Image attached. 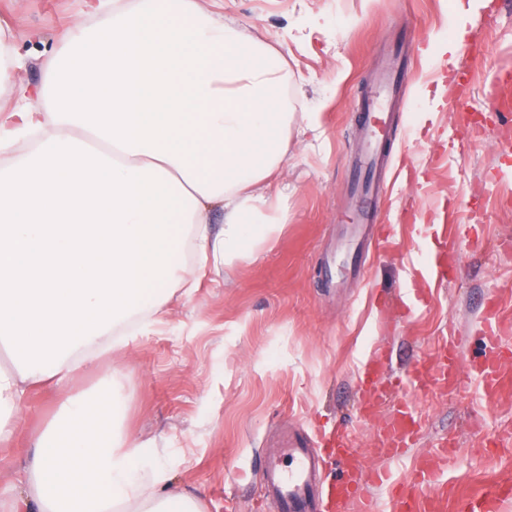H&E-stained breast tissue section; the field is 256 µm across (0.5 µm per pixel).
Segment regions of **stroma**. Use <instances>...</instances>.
<instances>
[{
	"instance_id": "obj_1",
	"label": "stroma",
	"mask_w": 512,
	"mask_h": 512,
	"mask_svg": "<svg viewBox=\"0 0 512 512\" xmlns=\"http://www.w3.org/2000/svg\"><path fill=\"white\" fill-rule=\"evenodd\" d=\"M245 39L275 45L288 66L295 111L318 115L316 130L291 132L283 164L287 218L254 251L208 268L199 287L176 295L142 336L115 348L104 338L97 356L61 384L29 387L21 423L0 447V501L27 512L19 490L34 439L69 398L115 387L124 400L122 429L142 452L139 476L164 468L197 497L203 512H274L260 480L264 462L284 440L313 437L326 421H343L357 448L363 493L391 512L385 490L369 480L389 471L400 484L412 460L441 442L456 448L438 491L445 512L491 478H512V450L486 454V437L512 436V390L486 398L469 368L482 346L480 308L495 295L512 318V164L497 146L496 113L487 95L512 71V0L496 13L468 0H200ZM83 0H0L16 34L23 77L43 78L42 61L61 29L79 20ZM458 11L485 55L447 51L448 15ZM421 45L392 135L386 232L364 276L325 285L326 262L350 219L347 164L356 150L358 103L372 72L407 33ZM470 80L469 109L481 133L457 118L452 75ZM453 248L455 276L424 306L402 311L419 283L413 268L428 253ZM459 349L454 383L409 392L421 427L394 462L378 428L403 396L396 378L433 367L443 343ZM384 349L388 368L377 386L384 399L372 416L358 409L363 365Z\"/></svg>"
}]
</instances>
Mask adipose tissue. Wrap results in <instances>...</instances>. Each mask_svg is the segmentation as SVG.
<instances>
[{"instance_id": "1", "label": "adipose tissue", "mask_w": 512, "mask_h": 512, "mask_svg": "<svg viewBox=\"0 0 512 512\" xmlns=\"http://www.w3.org/2000/svg\"><path fill=\"white\" fill-rule=\"evenodd\" d=\"M58 37L40 85L18 75L0 21V444L29 386L62 379L115 326L162 313L196 272L231 265L283 223L261 186L295 116L277 50L244 39L198 0H87ZM34 135L26 156L15 142ZM223 213L212 230L208 213ZM116 396L69 399L42 431L21 496L33 512H201L167 472L142 480L141 446Z\"/></svg>"}]
</instances>
